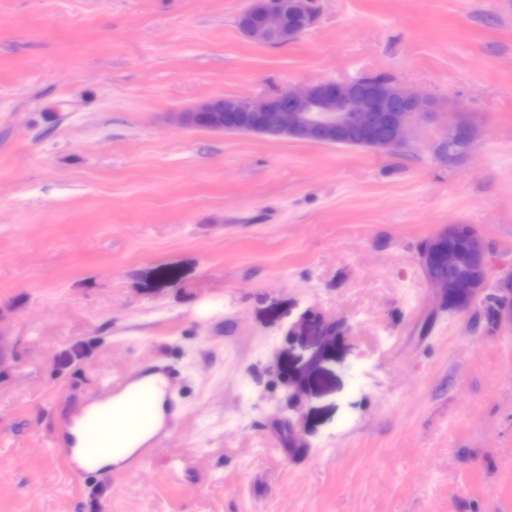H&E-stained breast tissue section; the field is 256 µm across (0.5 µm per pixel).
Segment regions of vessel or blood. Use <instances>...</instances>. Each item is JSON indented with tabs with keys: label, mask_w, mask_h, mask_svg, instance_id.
I'll return each mask as SVG.
<instances>
[{
	"label": "vessel or blood",
	"mask_w": 512,
	"mask_h": 512,
	"mask_svg": "<svg viewBox=\"0 0 512 512\" xmlns=\"http://www.w3.org/2000/svg\"><path fill=\"white\" fill-rule=\"evenodd\" d=\"M96 402L91 413L64 417L59 426L64 433L77 426L84 434L83 447L71 442L60 447L66 468L77 478L101 473L103 455L123 448L131 449L132 464L122 468V475L138 473L183 415L179 374L160 364L109 383Z\"/></svg>",
	"instance_id": "obj_1"
}]
</instances>
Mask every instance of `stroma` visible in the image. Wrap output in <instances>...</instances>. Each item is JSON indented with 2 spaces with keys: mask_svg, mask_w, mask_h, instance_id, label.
I'll list each match as a JSON object with an SVG mask.
<instances>
[{
  "mask_svg": "<svg viewBox=\"0 0 512 512\" xmlns=\"http://www.w3.org/2000/svg\"><path fill=\"white\" fill-rule=\"evenodd\" d=\"M322 3L271 46L246 0H0V512H512V329L419 262L465 224L512 270V0ZM364 74L433 99L398 153L174 119ZM149 362L167 446L72 477L56 420Z\"/></svg>",
  "mask_w": 512,
  "mask_h": 512,
  "instance_id": "1",
  "label": "stroma"
}]
</instances>
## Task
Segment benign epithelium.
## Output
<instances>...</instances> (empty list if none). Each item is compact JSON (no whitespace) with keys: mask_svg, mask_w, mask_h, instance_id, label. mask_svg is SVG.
<instances>
[{"mask_svg":"<svg viewBox=\"0 0 512 512\" xmlns=\"http://www.w3.org/2000/svg\"><path fill=\"white\" fill-rule=\"evenodd\" d=\"M319 12V0H248L240 15V29L252 41L282 43L307 32ZM430 111L432 101L395 79H348L320 81L255 98L215 97L178 113V120L188 128L236 132V126L225 122V113L244 112L251 119V134L389 152L405 144L415 116ZM462 231L470 253L481 259L478 276L463 273L467 254L441 244L443 238L455 237ZM419 256L426 269L432 261L440 260L456 272L448 279H430L440 289L442 307L450 311L468 310L487 290L488 247L474 229L450 224L423 245ZM493 299L497 325L512 328L511 270L495 282Z\"/></svg>","mask_w":512,"mask_h":512,"instance_id":"1","label":"benign epithelium"}]
</instances>
